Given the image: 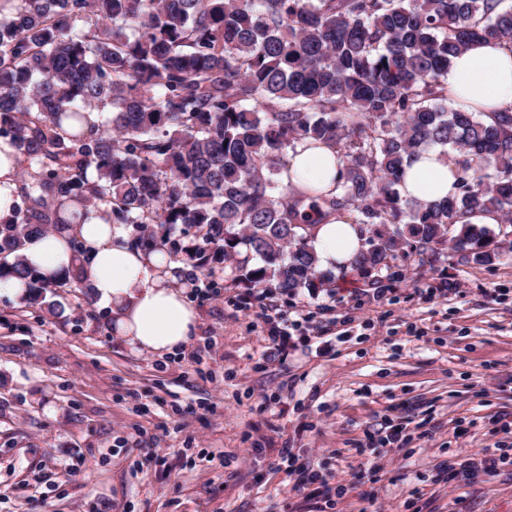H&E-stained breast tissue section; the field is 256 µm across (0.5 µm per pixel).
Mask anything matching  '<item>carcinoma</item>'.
<instances>
[{
	"mask_svg": "<svg viewBox=\"0 0 512 512\" xmlns=\"http://www.w3.org/2000/svg\"><path fill=\"white\" fill-rule=\"evenodd\" d=\"M505 2L0 0V138L19 154L26 204L0 216V279H24L22 303L51 312L48 291L86 287L40 278L23 255L67 202L173 255L171 236L193 228L200 275L232 261L262 295L332 287L309 229L341 214L366 236L352 270L376 284L450 242L462 262L492 261L495 233L466 218L512 224V107L452 106L446 75L473 43L512 48ZM87 112L99 113L88 129ZM306 140L342 157L327 193L281 178ZM430 146L455 154V194L402 197L405 165Z\"/></svg>",
	"mask_w": 512,
	"mask_h": 512,
	"instance_id": "obj_1",
	"label": "carcinoma"
}]
</instances>
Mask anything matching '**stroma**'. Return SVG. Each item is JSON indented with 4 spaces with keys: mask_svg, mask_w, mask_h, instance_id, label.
I'll return each mask as SVG.
<instances>
[{
    "mask_svg": "<svg viewBox=\"0 0 512 512\" xmlns=\"http://www.w3.org/2000/svg\"><path fill=\"white\" fill-rule=\"evenodd\" d=\"M178 243L200 329L172 355L115 335L88 290L55 289V315L0 296V512H324L277 471L283 448L344 485L333 512H512V464L450 476L512 448L511 242L482 265L404 261L382 296L352 272L245 316L232 270L205 297L196 239ZM267 312L299 321L287 352ZM507 458L508 455L505 452L497 455L484 450L461 456L451 468L454 477L467 485L481 472L497 467L499 462L504 463Z\"/></svg>",
    "mask_w": 512,
    "mask_h": 512,
    "instance_id": "35a3bbf8",
    "label": "stroma"
}]
</instances>
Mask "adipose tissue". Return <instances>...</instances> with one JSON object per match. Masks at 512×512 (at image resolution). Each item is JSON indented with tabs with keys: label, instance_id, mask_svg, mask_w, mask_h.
I'll return each mask as SVG.
<instances>
[{
	"label": "adipose tissue",
	"instance_id": "1",
	"mask_svg": "<svg viewBox=\"0 0 512 512\" xmlns=\"http://www.w3.org/2000/svg\"><path fill=\"white\" fill-rule=\"evenodd\" d=\"M447 86L449 99L473 112L512 106V49L496 42L473 45L454 59ZM341 166L335 150L321 142H303L288 155L291 182L301 189H331ZM456 173L452 157L429 147L407 167L399 190L422 202L439 201L454 194ZM61 212L64 224L28 242V264L50 279L81 276L94 299L110 308L115 334L137 349L163 355L187 346L198 332V317L167 252L136 248L122 227L99 213L79 219L69 204ZM311 235L319 267L336 274L350 269L364 242L358 225L344 215L313 226Z\"/></svg>",
	"mask_w": 512,
	"mask_h": 512
}]
</instances>
